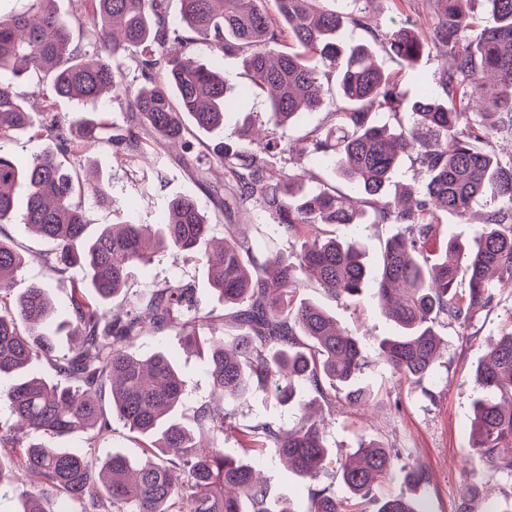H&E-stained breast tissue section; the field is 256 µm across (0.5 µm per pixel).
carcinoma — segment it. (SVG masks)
<instances>
[{"label": "carcinoma", "instance_id": "1", "mask_svg": "<svg viewBox=\"0 0 512 512\" xmlns=\"http://www.w3.org/2000/svg\"><path fill=\"white\" fill-rule=\"evenodd\" d=\"M32 2L33 19L0 15V140L33 125L6 73L49 74L58 97L98 102L110 94L127 102L131 121L109 136L114 150L137 156L149 135L189 151L186 119L200 130H220L230 107L231 87L216 64L198 60L197 46H208L217 58L240 55L250 74L240 94L268 100L272 129L245 131L254 145L245 164L238 163V146L224 140L195 156V165L203 174L224 169L212 183L224 215L256 210L300 246L260 260L237 224L224 225V237L215 238L208 216L187 195L167 202L157 226L132 218L88 235L85 202L110 206L112 190L100 178L72 175L57 153L100 140L108 126L98 114L72 123L41 113L56 153L21 162L0 149V224L10 223L23 204L24 223L52 245L42 261L69 283L68 307L80 328L74 350L59 356L52 330L56 303L48 289L35 284L8 301L24 256L0 237V377H14L0 389V406L15 420L0 425V487L8 483L18 492L17 512H51L48 505L58 497L74 501L77 512H243L245 500L251 512H365V498L372 512H426L422 500L405 493L371 497L396 471L390 448L362 443L328 471L332 452L324 427L305 405L294 427L259 424L243 445L259 456L274 450L300 478L327 480L310 489L305 511L290 499H270L255 466L225 452L224 427L229 408L258 387L283 404L302 384L328 403L340 393L355 405L373 398L360 378L361 339L322 307L298 298L309 282L355 297L370 281L361 242L326 236L323 225L370 220L398 227L381 255L375 298L396 327L395 335L379 340L378 356L401 381L420 380L436 368L443 320L468 332L499 306L500 290L512 288V158L503 162L484 148L492 135L512 131V0H485L479 21L463 9L466 0H430L433 23L425 30H382L373 17L325 8L323 0H273V13L267 0H179L174 21L169 0H77L91 4V60L70 49L69 25L52 8L54 0ZM346 24L371 30L407 64L434 48L442 51L443 95L416 99L412 125L375 123L374 113L399 110L402 97L370 45L336 40ZM132 47L141 56L130 81L118 56ZM316 58L339 71L338 102L329 124L310 130L299 152L330 158L356 197L303 190L286 140V127L323 103L327 73ZM407 153L419 165L417 185L405 187L420 196L413 207L389 191ZM483 204L493 209L471 245L450 240L444 257L427 253L440 215L464 218ZM180 254L203 262L237 334H217L212 312L190 284L123 297L134 270L160 255ZM165 331L185 337L208 358L218 399L196 408L192 430L178 418L185 383L172 359L161 350L142 358L127 349ZM41 360L64 381L34 372ZM475 380L480 395L469 447L493 471L512 477V320ZM109 412L144 443L143 458L95 456V435L108 425ZM44 435L82 436L87 450L58 448L40 440ZM337 483L346 495H336Z\"/></svg>", "mask_w": 512, "mask_h": 512}]
</instances>
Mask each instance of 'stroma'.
I'll return each mask as SVG.
<instances>
[{
    "label": "stroma",
    "instance_id": "35a3bbf8",
    "mask_svg": "<svg viewBox=\"0 0 512 512\" xmlns=\"http://www.w3.org/2000/svg\"><path fill=\"white\" fill-rule=\"evenodd\" d=\"M369 8L376 13L379 22L389 26L424 28L432 21L428 0H400L395 8L383 4L382 0H371ZM376 54L385 69L399 74L407 98H415L425 88L439 92V55L422 57L416 65L404 67L384 49H377ZM159 154L158 161L138 169L116 157L111 143L103 139L83 153L66 156L65 161L71 168L96 166L112 189L111 206H87L88 234H96L105 224L122 223L129 214L143 224L160 223L167 200L188 195L210 216L214 236H223L225 218L195 169L193 153L165 149ZM235 221L245 225L256 256L291 246L286 236L266 224L259 212L236 214ZM326 231L340 238L358 234L366 251L365 261L374 270L386 240L395 229L389 224H363L354 232L350 227L336 224L327 226ZM0 234L24 250L28 259L12 283V296L21 295L32 283H40L48 288L58 304L59 319L68 318L69 313L63 306L67 288L39 259L40 253L48 250V243L33 236L19 215L13 223L0 226ZM172 281L192 284L200 299L213 304L215 315H223L222 305L213 302L203 266L193 258L180 260L176 265L163 260L136 271L126 290L129 296L135 297ZM299 296L330 311L342 328L362 338L366 348H373L378 339L396 332L394 323L381 313L372 290L346 300L331 297L319 286L309 283L300 289ZM511 314L512 294L506 293L499 307L480 322L477 335H466L455 323L442 327L441 363L433 373L416 382L395 380L376 356H369L364 373L376 393L375 400L365 406L339 400L323 412L334 456L345 454L363 441L397 449L400 465L419 466L427 473V482L415 489L414 494L425 501L428 512H456L461 499L468 495L473 498V512H482L486 502L501 503L511 497L512 478L493 473L468 446L473 424L472 403L479 393L474 371L490 343L498 340L505 330L506 319ZM157 350L165 351L179 366L187 388L186 410H193L210 399V377L203 358L187 351L177 336L171 334L146 337L134 352L146 356ZM298 417L295 408L280 405L264 393H255L235 406L232 421L237 430L225 436L224 449L231 454L239 453V433L250 426L262 422L292 426ZM260 469L270 483L273 498L287 497L299 505H307L308 481L288 472L273 452L262 456Z\"/></svg>",
    "mask_w": 512,
    "mask_h": 512
}]
</instances>
